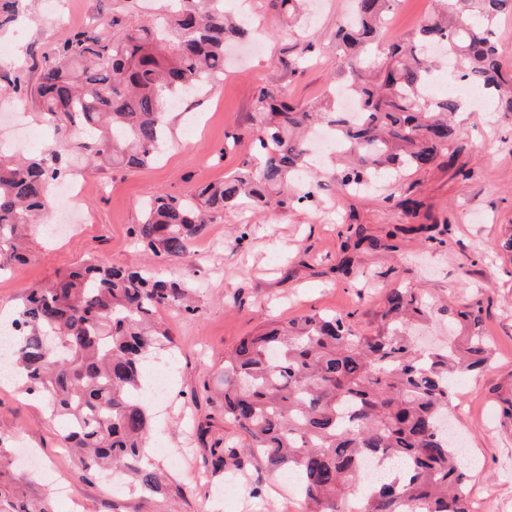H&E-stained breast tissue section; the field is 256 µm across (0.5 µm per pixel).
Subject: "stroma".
Instances as JSON below:
<instances>
[{
  "label": "stroma",
  "instance_id": "stroma-1",
  "mask_svg": "<svg viewBox=\"0 0 512 512\" xmlns=\"http://www.w3.org/2000/svg\"><path fill=\"white\" fill-rule=\"evenodd\" d=\"M68 16L53 20L44 0H24L18 22L0 32V114L27 115L32 153L50 147L34 85L57 40L66 32L104 24L111 36L163 13L167 0H68ZM244 7L258 28L261 47L229 50L224 78L182 99L167 115L172 146L141 168L109 165L86 169L94 188L71 206L84 223L49 237L42 226L28 236L21 274L0 276V322H9L25 290L52 281L89 260L105 266H146L195 285L196 310L171 308L159 319L173 346L151 356L142 376L166 369L170 393L152 403L149 458L167 476L169 495L155 498L128 485L89 475L65 451L63 425L50 419L37 397L16 382H0V512L19 504H49L52 512H303L301 500L274 475L247 441L225 423L217 380L224 355L271 321L311 313H354L364 331L377 325L385 292L420 289L433 304L431 333L422 344L448 339V302L481 300L484 327L493 340L488 370L464 376L454 391L455 426L468 450L472 512H512V429L504 426L494 393L512 386V261L494 249L512 224V114L465 110L456 116L463 134L451 151L404 176L392 200L339 191L325 158L320 187L308 206L214 214L206 232L184 257L154 260L130 230L143 203L158 194L185 196L198 185L223 180L253 151L260 127V89L275 87L306 106L332 85L345 82L333 34L350 0H320L309 18L288 28L266 0H228ZM433 8L432 0H400L382 32L384 43L412 35ZM311 44L304 68L289 73L295 44ZM25 87L7 89L12 77ZM350 257V272L339 269ZM232 446L222 472L196 480L215 440ZM32 448L41 471L20 467V446Z\"/></svg>",
  "mask_w": 512,
  "mask_h": 512
}]
</instances>
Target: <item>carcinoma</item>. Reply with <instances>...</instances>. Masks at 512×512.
I'll return each instance as SVG.
<instances>
[{"instance_id": "1", "label": "carcinoma", "mask_w": 512, "mask_h": 512, "mask_svg": "<svg viewBox=\"0 0 512 512\" xmlns=\"http://www.w3.org/2000/svg\"><path fill=\"white\" fill-rule=\"evenodd\" d=\"M21 2L0 0V30L16 21ZM302 2L269 0V7L295 23ZM352 2L334 39L356 115L329 104L298 108L260 90L263 129L242 168L182 198L159 194L146 202L131 235L152 256H183L210 215L227 208L310 203L313 191L295 195L288 186L309 167L308 132L319 122L342 145L335 175L346 190L383 181L392 187L431 163L460 138L452 117L464 107L452 92H428L434 46L494 111L512 113V74L501 64L496 28L512 0H435L411 38L384 49L382 25L399 0ZM252 34L224 12L223 0H173L119 38L100 28L62 38L35 89L54 147L31 157L0 154V272L27 261V229L53 206L58 173L79 171L81 157L121 168L155 161L168 148L167 99L224 76V48ZM73 126L82 138L69 137ZM191 288L149 269L90 261L28 289L12 321L14 366L26 390L63 422L84 469L96 474L122 463L156 497L168 488L144 460L151 418L141 366L172 343L158 311H191ZM426 307L419 289L392 288L369 335L350 314L314 312L263 327L224 357V420L272 470L294 477L305 512H470L468 474L440 421L454 381L485 369L493 347L476 300L448 302L458 330L450 344L418 349L413 332L427 321ZM377 455L406 475L370 480L361 460Z\"/></svg>"}]
</instances>
